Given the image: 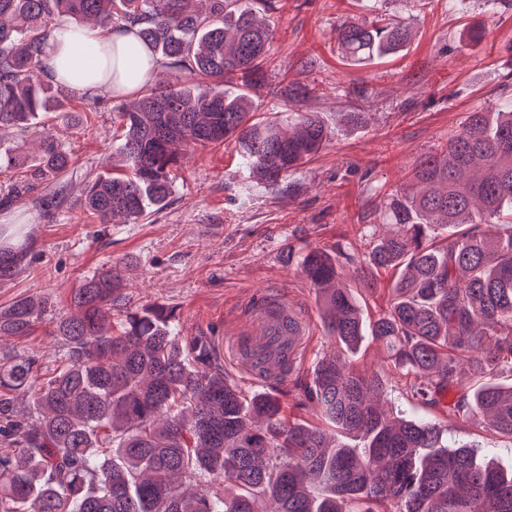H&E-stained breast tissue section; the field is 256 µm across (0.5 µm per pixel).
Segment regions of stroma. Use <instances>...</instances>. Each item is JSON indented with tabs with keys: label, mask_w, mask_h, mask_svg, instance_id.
<instances>
[{
	"label": "stroma",
	"mask_w": 512,
	"mask_h": 512,
	"mask_svg": "<svg viewBox=\"0 0 512 512\" xmlns=\"http://www.w3.org/2000/svg\"><path fill=\"white\" fill-rule=\"evenodd\" d=\"M382 7L416 36L395 57L369 65L343 61L336 49L337 19H364L358 0H279L272 13L276 39L264 64L266 85L257 91L258 111L314 112L331 132L327 148L293 174L296 192L284 196L250 184L236 165L234 144L200 146L180 156L165 209L136 224L98 223L85 211L84 188L112 167L121 98L83 97L39 113V128L72 163L61 179L34 181L0 211V224L26 220L36 252L12 280L0 283V308L45 296L54 314H62L85 277L115 267L123 297L112 310L115 329L141 305L174 308L180 336L214 337L230 379L275 394L287 416H300L288 382L256 381L230 351L231 339L251 327L255 304L267 295L305 311L306 364L330 348L314 291L296 265L282 260L288 243L361 247V226L385 220L381 191L402 186L422 157L443 150L472 110L512 105V0L493 8L486 0H462L453 10L448 0H384ZM474 27L484 32L476 44L469 41ZM289 82L312 87V96L287 102L266 92ZM359 91L367 124L338 127L337 111ZM61 184L66 190L58 206L43 208L41 197ZM60 349V337L45 322L31 335L0 340V354L33 357L45 374L56 367ZM356 364L384 378L387 409L430 419L426 408L407 401L405 379L393 371L382 343L364 340ZM448 431L452 439L481 445L484 458L512 466V439L457 418L449 419Z\"/></svg>",
	"instance_id": "35a3bbf8"
}]
</instances>
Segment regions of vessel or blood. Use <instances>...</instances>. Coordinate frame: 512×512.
<instances>
[{
	"label": "vessel or blood",
	"mask_w": 512,
	"mask_h": 512,
	"mask_svg": "<svg viewBox=\"0 0 512 512\" xmlns=\"http://www.w3.org/2000/svg\"><path fill=\"white\" fill-rule=\"evenodd\" d=\"M254 318L259 325L258 332L236 337L231 352L259 377H282V366L288 357L304 350L306 329L293 308L280 298L259 302L254 309Z\"/></svg>",
	"instance_id": "1"
}]
</instances>
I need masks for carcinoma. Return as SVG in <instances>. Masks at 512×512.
<instances>
[{"label":"carcinoma","instance_id":"obj_1","mask_svg":"<svg viewBox=\"0 0 512 512\" xmlns=\"http://www.w3.org/2000/svg\"><path fill=\"white\" fill-rule=\"evenodd\" d=\"M361 2L371 17L336 27L339 54L357 64L398 54L410 28ZM86 18L137 28L162 68L117 112L114 173L85 188L100 223L162 210L188 149L232 141L253 183L280 194L327 147L314 112L255 118L273 30L251 0H0V128L25 133L76 93L43 79L41 53L57 22ZM70 165L43 136L31 176ZM25 188L16 177L0 211ZM384 211L393 230L366 225L363 252L288 245L334 350L309 370L290 357L284 373L329 430L286 421L277 397L232 383L212 337L178 336L169 307L144 305L113 334L110 267L84 278L62 315L46 318L38 297L0 310V338L47 319L63 358L44 377L31 357H0V512H512V472L448 444L445 425L385 409L382 378L343 358L370 336L413 402L512 438V383L496 381L512 373V110L469 113ZM489 223L503 225L498 237L482 233ZM17 234L0 228V281L29 255ZM381 270L393 275L389 297L368 321L348 279L371 290Z\"/></svg>","mask_w":512,"mask_h":512}]
</instances>
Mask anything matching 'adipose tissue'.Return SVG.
Listing matches in <instances>:
<instances>
[{"instance_id": "obj_1", "label": "adipose tissue", "mask_w": 512, "mask_h": 512, "mask_svg": "<svg viewBox=\"0 0 512 512\" xmlns=\"http://www.w3.org/2000/svg\"><path fill=\"white\" fill-rule=\"evenodd\" d=\"M49 76L80 93L123 96L146 86L156 63L133 28L58 23L43 48Z\"/></svg>"}]
</instances>
